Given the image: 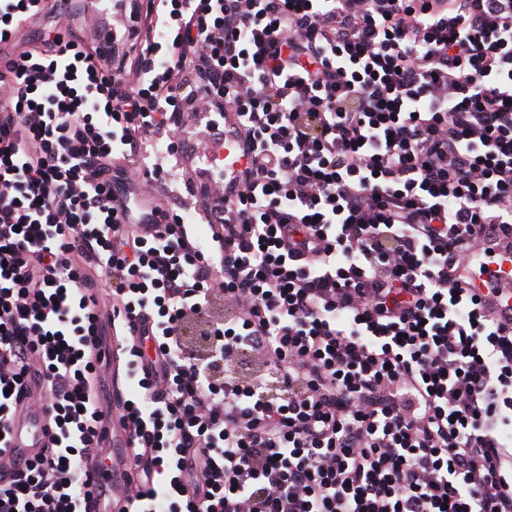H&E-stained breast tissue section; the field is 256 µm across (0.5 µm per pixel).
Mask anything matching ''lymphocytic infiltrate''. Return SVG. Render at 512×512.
Listing matches in <instances>:
<instances>
[{
  "instance_id": "f902f5d3",
  "label": "lymphocytic infiltrate",
  "mask_w": 512,
  "mask_h": 512,
  "mask_svg": "<svg viewBox=\"0 0 512 512\" xmlns=\"http://www.w3.org/2000/svg\"><path fill=\"white\" fill-rule=\"evenodd\" d=\"M122 10L111 59L48 33L0 73V512L106 494L109 336L126 512H512V0ZM188 107L230 137L204 247L134 192ZM245 352L284 397L213 371ZM49 432V419L42 410L23 409L11 429V446L14 453L23 457L38 454Z\"/></svg>"
}]
</instances>
